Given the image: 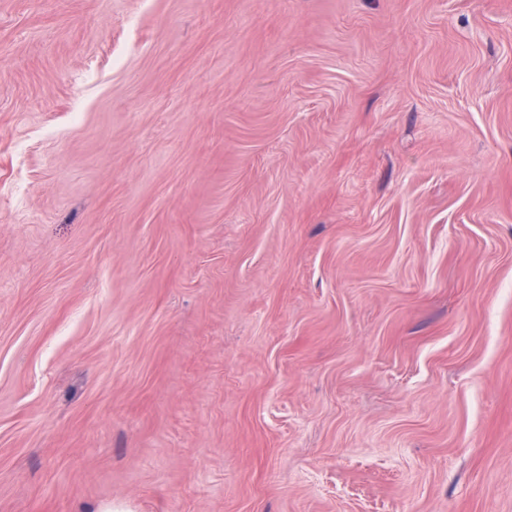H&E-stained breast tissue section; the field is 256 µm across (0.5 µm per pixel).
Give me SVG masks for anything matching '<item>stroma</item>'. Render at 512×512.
Segmentation results:
<instances>
[{
	"label": "stroma",
	"instance_id": "1",
	"mask_svg": "<svg viewBox=\"0 0 512 512\" xmlns=\"http://www.w3.org/2000/svg\"><path fill=\"white\" fill-rule=\"evenodd\" d=\"M512 512V0H0V512Z\"/></svg>",
	"mask_w": 512,
	"mask_h": 512
}]
</instances>
